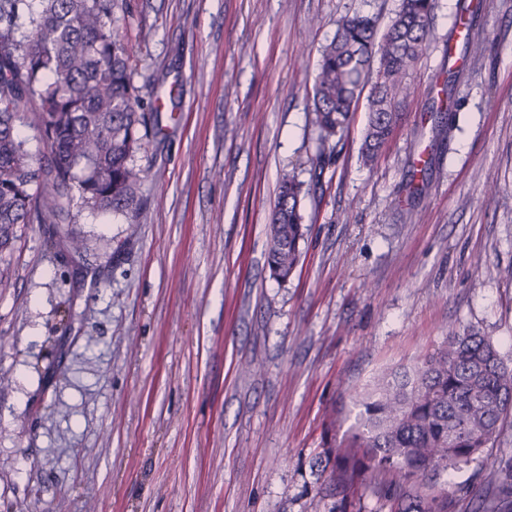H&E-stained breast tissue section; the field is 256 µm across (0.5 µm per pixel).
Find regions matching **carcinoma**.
<instances>
[{"label":"carcinoma","mask_w":512,"mask_h":512,"mask_svg":"<svg viewBox=\"0 0 512 512\" xmlns=\"http://www.w3.org/2000/svg\"><path fill=\"white\" fill-rule=\"evenodd\" d=\"M436 0H401L383 34L377 18L355 13L336 21L320 50L311 96L317 141L311 165L319 179L332 164L333 140L351 122L368 92L360 147L376 162L404 120L417 64L429 49ZM118 0H0V249L19 225L43 214L51 224L72 223L71 202L126 214L140 205L149 171L136 164L148 129L160 126L151 85L135 81L133 52L114 28ZM454 102L438 100L432 145L443 140ZM45 139L49 155L33 163L17 121ZM51 186L38 196L37 182ZM309 193L293 172L281 175L268 225L267 265L284 283L293 275L306 227L302 200ZM360 425L342 448L327 449L331 512H347V494L375 476L386 512H456L445 494L425 492L429 476L483 457L481 493L471 512H512V457H484L512 409V368L490 337L473 329L448 330L444 343L412 371L382 378L356 393Z\"/></svg>","instance_id":"cac0c4a2"}]
</instances>
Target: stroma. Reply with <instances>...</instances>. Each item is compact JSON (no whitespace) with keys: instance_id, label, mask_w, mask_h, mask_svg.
Listing matches in <instances>:
<instances>
[{"instance_id":"obj_1","label":"stroma","mask_w":512,"mask_h":512,"mask_svg":"<svg viewBox=\"0 0 512 512\" xmlns=\"http://www.w3.org/2000/svg\"><path fill=\"white\" fill-rule=\"evenodd\" d=\"M437 0L406 117L359 156L367 102L302 202L309 233L269 276L278 178L312 179L307 106L342 15L386 30L399 0H126L139 78L163 77L140 214L73 200L74 254L41 220L0 252V512H329L323 451L353 392L411 368L449 328L512 366V0H482L480 53ZM456 54V110L428 187L406 184ZM481 460L434 477L470 512Z\"/></svg>"}]
</instances>
